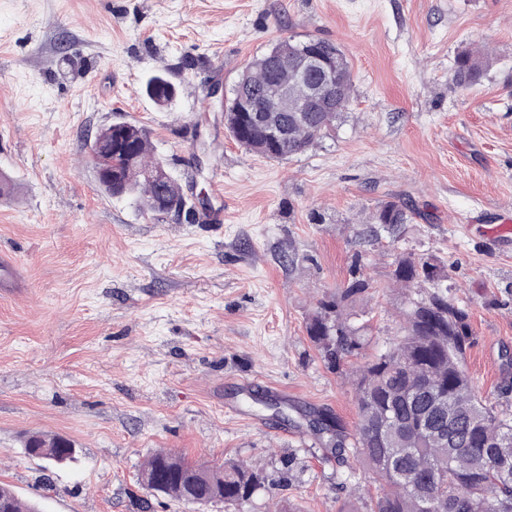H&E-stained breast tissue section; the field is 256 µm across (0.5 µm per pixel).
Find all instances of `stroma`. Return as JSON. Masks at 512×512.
<instances>
[{
  "mask_svg": "<svg viewBox=\"0 0 512 512\" xmlns=\"http://www.w3.org/2000/svg\"><path fill=\"white\" fill-rule=\"evenodd\" d=\"M339 45L351 103L331 134L285 160L228 135L213 84L232 87L278 39ZM491 61L469 89L462 50ZM165 73L171 106L146 79ZM129 122L207 224L143 212L100 186L89 137ZM0 252L30 281L0 296V483L42 512H348L362 469L255 404L357 422L351 371L400 333L397 256L435 258L468 307L465 369L512 410V0H0ZM416 208L369 235L380 203ZM375 284L348 305L368 341L329 367L305 324L352 266ZM60 436L72 461L24 451ZM244 461L265 486L243 506L187 507L137 482L157 449ZM292 459L284 471L283 459ZM488 55L482 52H463L455 59L448 79L457 88L468 89L483 76ZM146 93L157 106L165 107L175 98L176 91L164 75L155 74L146 82Z\"/></svg>",
  "mask_w": 512,
  "mask_h": 512,
  "instance_id": "1",
  "label": "stroma"
}]
</instances>
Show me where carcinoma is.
<instances>
[{"instance_id": "carcinoma-1", "label": "carcinoma", "mask_w": 512, "mask_h": 512, "mask_svg": "<svg viewBox=\"0 0 512 512\" xmlns=\"http://www.w3.org/2000/svg\"><path fill=\"white\" fill-rule=\"evenodd\" d=\"M310 41L323 54L336 56L338 71L331 89L336 109L331 111L305 107L307 87L276 62L283 52ZM487 58L483 51L459 54L448 79L458 88H470L483 76ZM236 84L252 106L266 101L273 84L288 89V111L275 113L287 131L281 140L270 139L254 113L237 111V103L224 109L225 127L237 144L280 160L303 153L335 127L350 101L351 67L334 43L290 36L249 62ZM146 93L165 107L176 91L164 75L155 74L146 82ZM100 138L116 162L112 184H102L107 193L133 196L141 210L152 214L155 199L171 203L175 210L186 208L173 176L155 181L142 177L143 171L159 164L142 128L120 123L100 129ZM411 219L406 204L383 202L370 233L376 238L383 233L394 236ZM393 279L402 288L401 335L386 352L353 372L358 410L354 434L348 435L337 418L321 410L311 411L322 421L313 434L327 438L336 454L350 451L360 459L377 484L370 512H512V413L497 410L481 395L463 367L473 336L469 310L448 300V289L441 287L448 282V270L433 259L401 255ZM373 288L371 279L354 276L320 301L309 318L307 334L331 364L340 363L364 340V327L343 316L342 307ZM25 452L40 459L51 456L60 464L74 458L67 442L43 436L29 438ZM138 481L150 493L162 481L165 496L194 505L241 504L264 486L262 473L243 464L202 466L166 450L148 458ZM0 512H39V506L1 484Z\"/></svg>"}]
</instances>
